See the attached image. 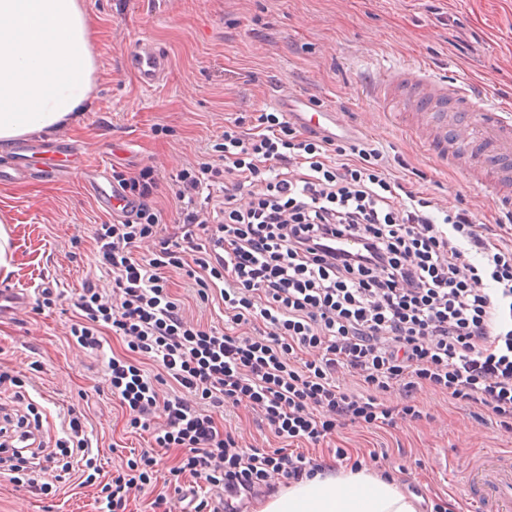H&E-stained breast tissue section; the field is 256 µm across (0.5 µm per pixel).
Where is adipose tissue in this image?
Instances as JSON below:
<instances>
[{"mask_svg": "<svg viewBox=\"0 0 512 512\" xmlns=\"http://www.w3.org/2000/svg\"><path fill=\"white\" fill-rule=\"evenodd\" d=\"M94 33L80 0H0V150L85 111L96 87ZM395 478L326 465L270 493L257 512H419Z\"/></svg>", "mask_w": 512, "mask_h": 512, "instance_id": "obj_1", "label": "adipose tissue"}]
</instances>
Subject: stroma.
<instances>
[{
  "label": "stroma",
  "instance_id": "stroma-1",
  "mask_svg": "<svg viewBox=\"0 0 512 512\" xmlns=\"http://www.w3.org/2000/svg\"><path fill=\"white\" fill-rule=\"evenodd\" d=\"M95 24L96 91L76 125L61 133L88 161L112 155L129 173L158 169V202L167 206L172 177L210 152L225 124L250 129L256 114L273 111L281 85L342 112L363 141L378 148L395 175L442 207L472 208L479 220L512 239V212L497 209L492 194L465 166L446 165L415 135L396 125L369 87L373 64L381 78L408 60L438 77L466 79L477 105L512 107V0H82ZM170 56L158 85L143 88L126 58L139 38ZM112 215L79 175L35 174L0 181V228L8 236V263L0 282L35 290L48 282L64 293L56 306L0 319V371L19 376L47 416L44 438L58 435L68 410L85 417L101 481L119 467L120 452L152 443L150 433L127 424L113 403L105 369L72 344L79 317L73 297L101 279L93 263L97 225ZM173 294L188 317L223 327L217 303L196 300L187 279L173 276ZM425 418L391 429L348 425L328 449H345L361 464L377 465L418 492L425 506L473 512L459 479L448 469L490 448H511L512 433L481 417L478 408L424 389ZM223 425L245 444L277 442L252 411L229 409ZM95 487L72 471L55 494L17 490L0 479V512H97Z\"/></svg>",
  "mask_w": 512,
  "mask_h": 512
}]
</instances>
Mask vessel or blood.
Segmentation results:
<instances>
[{"mask_svg": "<svg viewBox=\"0 0 512 512\" xmlns=\"http://www.w3.org/2000/svg\"><path fill=\"white\" fill-rule=\"evenodd\" d=\"M130 67L139 83L146 88L159 83L169 66V58L153 41L139 40L129 51ZM377 96L395 105L403 113L411 131L431 130L429 146L440 160L450 159L455 151L464 149L489 159L488 181L505 184L512 181V112L489 103L475 107L464 82H447L419 66L402 68L394 82L380 81ZM304 98L289 88L279 89L273 104L301 125L319 130L334 129L350 133V126L333 109L300 111ZM456 110H449V102ZM73 145L64 138L50 144L46 167L62 171L73 154ZM39 149L30 143L17 148L19 160L10 167L0 166V178H14L30 173V161ZM111 159L88 164L85 179L93 189L100 206L121 217L130 212L132 204L113 186ZM31 305L26 289L0 286V318L17 316ZM469 500L478 512H512V451L501 450L475 455L458 472Z\"/></svg>", "mask_w": 512, "mask_h": 512, "instance_id": "1", "label": "vessel or blood"}]
</instances>
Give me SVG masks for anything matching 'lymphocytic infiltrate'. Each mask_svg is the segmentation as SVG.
<instances>
[{
    "mask_svg": "<svg viewBox=\"0 0 512 512\" xmlns=\"http://www.w3.org/2000/svg\"><path fill=\"white\" fill-rule=\"evenodd\" d=\"M256 121L252 132L225 125L216 158L179 170L174 224L146 166L118 181L132 215L95 230V263L112 287L77 294L70 337L101 359L113 401L153 438L99 485L98 512H126L172 448L184 452L176 475L224 493L219 506L192 498L189 512H248L272 478L321 470L302 452L240 444L217 425L227 406L257 412L277 438L316 446L346 424L422 419L416 393L428 389L512 431V244L493 242L470 208L435 216L379 149L283 112ZM342 237L358 250L332 248ZM145 241L149 258H136ZM172 272L194 282L201 302L222 303L228 330L185 318ZM112 335L128 355L106 354ZM344 370L360 390L337 386ZM27 410L16 443L0 442V477L42 493L78 459L85 484L96 483L83 414L69 410L49 446L39 440L40 405Z\"/></svg>",
    "mask_w": 512,
    "mask_h": 512,
    "instance_id": "lymphocytic-infiltrate-1",
    "label": "lymphocytic infiltrate"
}]
</instances>
